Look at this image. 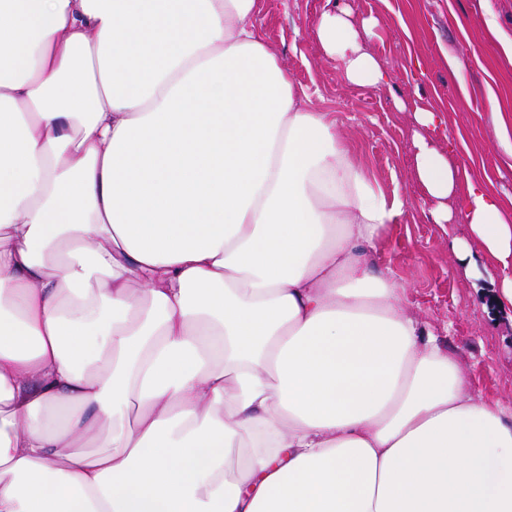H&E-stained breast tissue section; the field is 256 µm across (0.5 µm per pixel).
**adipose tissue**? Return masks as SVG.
I'll return each instance as SVG.
<instances>
[{"label":"adipose tissue","instance_id":"adipose-tissue-1","mask_svg":"<svg viewBox=\"0 0 512 512\" xmlns=\"http://www.w3.org/2000/svg\"><path fill=\"white\" fill-rule=\"evenodd\" d=\"M257 0H0V512H512V408L366 254L404 213ZM348 9L341 78L388 74ZM414 176L512 312V211Z\"/></svg>","mask_w":512,"mask_h":512}]
</instances>
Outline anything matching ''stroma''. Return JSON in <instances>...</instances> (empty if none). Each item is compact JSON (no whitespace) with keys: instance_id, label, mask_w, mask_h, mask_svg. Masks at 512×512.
Instances as JSON below:
<instances>
[{"instance_id":"stroma-1","label":"stroma","mask_w":512,"mask_h":512,"mask_svg":"<svg viewBox=\"0 0 512 512\" xmlns=\"http://www.w3.org/2000/svg\"><path fill=\"white\" fill-rule=\"evenodd\" d=\"M375 19L368 50L391 71L387 84H346L324 55L314 23L326 4ZM263 42L309 92V109L329 113L366 174L390 196L407 198L371 262L404 283L408 306L459 360L475 395L512 404V319L488 304L480 251L453 254L467 225L438 224L434 203L411 177L415 107L441 122L433 133L460 175L481 181L512 209V0H259ZM500 112L492 122L491 109Z\"/></svg>"}]
</instances>
